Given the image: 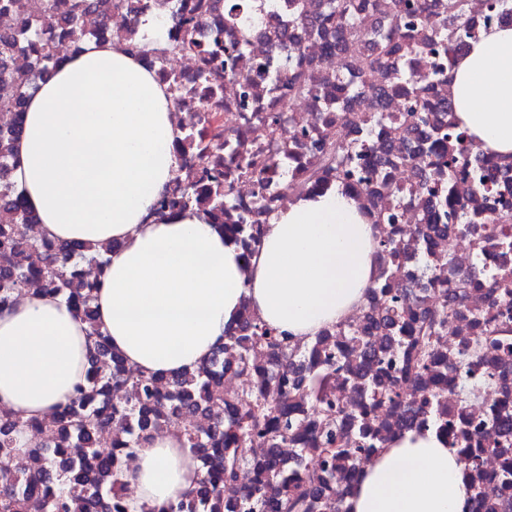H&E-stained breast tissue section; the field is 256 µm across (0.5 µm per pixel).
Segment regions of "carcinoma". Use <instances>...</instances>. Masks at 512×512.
Segmentation results:
<instances>
[{"instance_id": "1", "label": "carcinoma", "mask_w": 512, "mask_h": 512, "mask_svg": "<svg viewBox=\"0 0 512 512\" xmlns=\"http://www.w3.org/2000/svg\"><path fill=\"white\" fill-rule=\"evenodd\" d=\"M213 4L198 0L188 12L175 11L172 25L179 34L168 38L162 47L144 43L139 28L132 27L127 46L137 51L146 64L163 70L166 54L192 53L202 66L198 79L213 80L210 51L196 41L194 33L211 11ZM0 9L16 15L21 24L11 31H0V108L13 112L14 123L0 128V207L11 211V222L0 224V307L9 305L13 297L32 283L49 295L61 297L75 314L90 327V370L78 383L69 403L58 413L59 442L51 448L22 447L24 433L39 425L36 419L21 420L0 412V512H28L29 496H41L42 512H130L129 498L113 499L115 487L125 484V471L113 467L112 452L98 446L99 435L118 420L125 429L122 447L133 453L161 424L167 426L174 416H183V445L201 461L204 476L196 487L157 512H224V484L236 483L243 493L241 508L259 504L269 512H315L319 507L321 485L344 465L364 466L356 457L357 440L367 429L358 424L344 429L339 438L344 443L331 448V435L321 449L325 467L310 470L300 486L291 485L288 469L274 454L254 459L245 466L248 445L255 439L265 440L270 447L288 441L292 432L288 412L269 402L258 392L246 391L230 402L233 412L224 417V384L215 369L224 348L234 345L242 350L238 367L249 370L243 350L247 344L265 346L283 364L290 363L301 351L288 334L279 332L258 320L240 329L230 327L212 355L193 372L171 375L137 374L128 368L124 358L112 350L109 338L95 320L94 301L99 288L95 279L86 276L83 264L105 265L102 257L86 254L87 247L78 242H55L32 237L28 231L37 223L12 182L14 148L23 133L24 111L29 92L45 79L59 61L51 41L43 34L59 31L75 47L88 40H101L104 26L86 30L75 20L87 13L107 17L112 9H126L140 18L146 6L140 0H0ZM362 5L353 0H324L312 15L295 16L296 26L336 29V40L328 43L329 51L340 49L348 36L356 34L357 14ZM385 14L390 21L380 38V52L372 54L367 69L377 65L396 69L394 92L405 97L411 111H433L438 103L429 100L431 88L424 85L412 70L415 61L440 46L448 53V63L466 52L478 39L472 28L467 0H386ZM228 23L245 26V37L230 50L238 60L246 53L248 35L255 31L261 17L235 5L227 14ZM28 47L34 62L26 70H14L10 62L20 49ZM301 43H295L294 54L284 62L283 74L288 96L307 98L320 103V112H334L336 106L321 102L320 87L301 70ZM350 122L345 112L329 123L336 124V134L320 139L311 162V173L336 169V182L350 174V147L344 130ZM448 175L468 174L467 144L470 136L456 121L448 123ZM177 169L171 185L156 200L155 210L181 212L197 210L213 221L218 213L233 207L229 191L224 189V174L204 167L212 153L224 151V138H206L196 123L181 128L175 141ZM464 223L448 228V238L455 239L464 225L480 221L484 224L512 223V211L494 216L468 213L465 204L448 198ZM488 309L501 317L494 327L474 337L459 354L452 368L461 379L471 376L479 364L483 346L503 342L512 334L509 309L501 306V294L495 284L487 285ZM438 320L424 317L417 328V347L407 373L417 374L434 360L433 335ZM235 446L232 454L224 449Z\"/></svg>"}]
</instances>
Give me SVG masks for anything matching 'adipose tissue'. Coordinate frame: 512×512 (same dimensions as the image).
<instances>
[{
    "label": "adipose tissue",
    "instance_id": "ef3b65f1",
    "mask_svg": "<svg viewBox=\"0 0 512 512\" xmlns=\"http://www.w3.org/2000/svg\"><path fill=\"white\" fill-rule=\"evenodd\" d=\"M455 116L489 153L512 156V26L482 32L451 71ZM171 95L125 46L87 43L27 100L13 181L35 234L89 244L106 261L96 320L128 366L194 371L249 302L266 324L305 340L346 320L376 274L374 233L353 200L326 192L278 211L243 274L240 251L205 215L152 211L177 168ZM89 326L37 286L0 309V409L47 420L90 367ZM200 462L181 431L138 448L126 471L136 507L156 512L194 488ZM465 467L434 431L381 448L346 512H469Z\"/></svg>",
    "mask_w": 512,
    "mask_h": 512
}]
</instances>
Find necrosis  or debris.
Instances as JSON below:
<instances>
[{
    "label": "necrosis or debris",
    "instance_id": "4bbe7bcc",
    "mask_svg": "<svg viewBox=\"0 0 512 512\" xmlns=\"http://www.w3.org/2000/svg\"><path fill=\"white\" fill-rule=\"evenodd\" d=\"M246 2L250 9L261 11L272 29L285 31L287 38L274 44L251 36L249 60L224 64L218 79L219 97H212L209 84L196 81L198 57H191L189 68L168 66L160 74L163 82L178 78L193 88L192 94L176 93L171 97L177 126H184L188 117L199 115L204 105L215 99L222 109L220 120L232 133L224 151L210 155L206 161L207 168L223 171L224 183L236 200L235 208L219 218L225 238L243 256L253 255L271 216L295 200L288 190L289 182L306 176L323 124L322 115L313 111L307 100L301 110H285L288 98L282 82L276 79L282 60L293 42L299 41L309 71L331 84L343 80L350 88L340 103L343 111L356 118L345 129L346 139L355 144L366 142L367 159L378 162L381 173L365 182L349 180L345 188L362 216L373 224L376 238L391 239L398 245L394 257L378 254L377 264L385 272L386 286L366 296L348 318V331L323 329L320 339L306 346L296 361V372L301 375L306 367L322 368L324 358L335 360V367L328 370L335 418H328L322 410L311 411L289 395L279 379L281 366L268 349L258 345L249 350L253 366L249 390L273 392L275 401L285 405L296 423L292 439L278 450L280 459L299 480L305 469L315 465L308 433L345 427L362 417L368 426L364 445L373 449L407 431L437 429L447 422L451 425L445 433L449 447L482 449L487 496L512 499V487L500 486L493 478L504 464L496 452L506 438L500 421L512 419V339L485 349L477 372L469 379V390H462L451 369L463 344L483 326L478 316L488 307L487 284L503 281L512 289V224L498 225L493 242L488 239V225H470L462 238L464 249L458 252L447 250L448 235L443 231L444 225L456 223V216L444 214L438 223H426L425 216L435 200L421 190L420 181L435 161L430 144L402 135L405 114L400 110L399 97L379 96V89L392 85V74L384 69L368 71L360 64L376 40L382 14H374L367 28L330 55L322 42L307 39L295 26L292 9L285 2L272 11L265 9L263 0ZM252 64L262 67V75L249 82L239 80L238 72ZM277 111L283 112L284 118L278 126H270L265 115ZM381 116L386 117V124H378ZM272 142L280 151L266 174L269 187L263 192L257 177L238 174L236 166ZM397 188L406 192L405 201L389 203L391 191ZM452 190L473 211L490 213L498 208L502 197L512 209V167L503 169L496 195L478 193L470 179L459 177L454 179ZM452 284L463 285V297L434 339V362L418 375H406L414 355L407 325L415 315L446 310ZM388 297L399 307L400 320L394 327L388 326L381 313ZM487 376L493 380L488 395L480 391Z\"/></svg>",
    "mask_w": 512,
    "mask_h": 512
}]
</instances>
